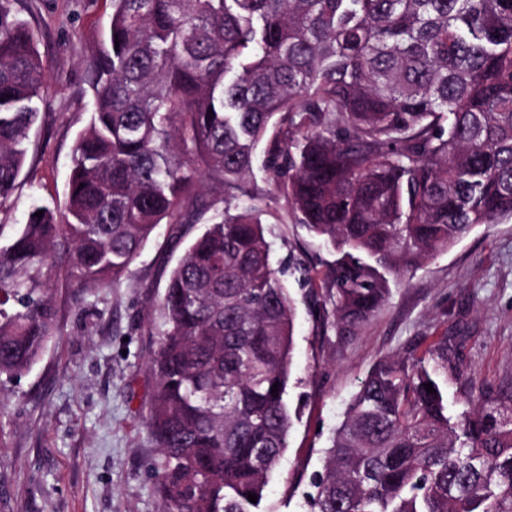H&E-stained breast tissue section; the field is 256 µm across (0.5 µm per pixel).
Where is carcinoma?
Wrapping results in <instances>:
<instances>
[{"label":"carcinoma","mask_w":512,"mask_h":512,"mask_svg":"<svg viewBox=\"0 0 512 512\" xmlns=\"http://www.w3.org/2000/svg\"><path fill=\"white\" fill-rule=\"evenodd\" d=\"M14 3L0 0V203L47 72ZM110 3L65 212L0 225V378L60 335L48 273L77 303L117 287L158 225H204L156 303L155 491L162 512H262L293 425L294 336L263 185L336 252L320 331L351 332L429 256L512 219V0ZM302 509L512 512V391L466 375L454 336L378 361Z\"/></svg>","instance_id":"obj_1"}]
</instances>
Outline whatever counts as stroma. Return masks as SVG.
<instances>
[{"label": "stroma", "instance_id": "35a3bbf8", "mask_svg": "<svg viewBox=\"0 0 512 512\" xmlns=\"http://www.w3.org/2000/svg\"><path fill=\"white\" fill-rule=\"evenodd\" d=\"M38 33L47 64L42 120L0 224L25 223L33 204L65 208L76 135L88 117L91 49L109 0H17ZM275 264L303 258L287 274L294 309L293 370L286 400L295 412L288 447L271 475L262 512H302V493L345 407L379 359L424 352L445 334L463 337L477 381L512 389V220L474 228L448 251L410 271L388 303L348 334L319 335L309 293L326 295L333 250L313 238L284 202L266 215ZM175 233L161 225L115 288L59 301L61 334L31 372L0 384V512H160L151 467L158 450L142 424L154 386L147 362L159 321L165 255Z\"/></svg>", "mask_w": 512, "mask_h": 512}]
</instances>
